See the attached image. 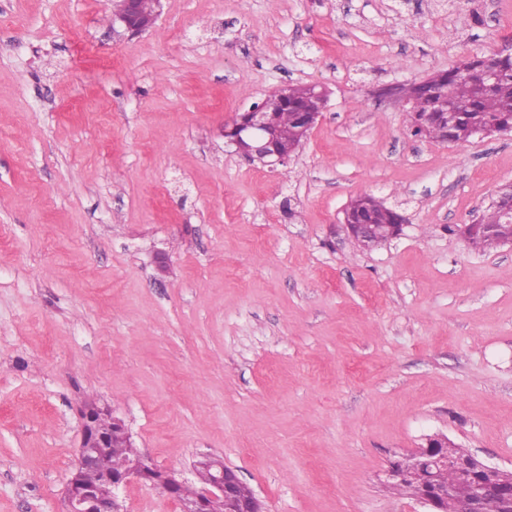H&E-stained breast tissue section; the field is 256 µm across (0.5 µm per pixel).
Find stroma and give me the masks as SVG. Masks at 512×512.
Here are the masks:
<instances>
[{
    "label": "stroma",
    "instance_id": "1",
    "mask_svg": "<svg viewBox=\"0 0 512 512\" xmlns=\"http://www.w3.org/2000/svg\"><path fill=\"white\" fill-rule=\"evenodd\" d=\"M0 0V512H63L79 411L265 512H429L386 480L443 434L512 469V246L472 223L512 133L413 136L386 89L512 44V0ZM328 103L288 164L224 127L288 85ZM405 218L360 248L349 204ZM125 512H181L129 483ZM162 0H121L118 19L132 34H137L151 27L160 15ZM151 8L146 10L144 4Z\"/></svg>",
    "mask_w": 512,
    "mask_h": 512
}]
</instances>
